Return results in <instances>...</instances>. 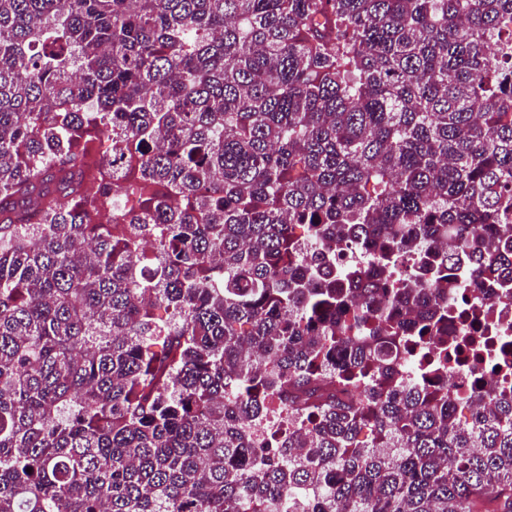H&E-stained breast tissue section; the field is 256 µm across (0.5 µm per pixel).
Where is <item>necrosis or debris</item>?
<instances>
[{
    "label": "necrosis or debris",
    "mask_w": 512,
    "mask_h": 512,
    "mask_svg": "<svg viewBox=\"0 0 512 512\" xmlns=\"http://www.w3.org/2000/svg\"><path fill=\"white\" fill-rule=\"evenodd\" d=\"M452 277L456 287L448 295V337L461 351L448 364L451 391L466 395L484 388H512V282L497 273L478 274L471 259H462ZM487 340L481 366L470 355L471 338Z\"/></svg>",
    "instance_id": "necrosis-or-debris-1"
}]
</instances>
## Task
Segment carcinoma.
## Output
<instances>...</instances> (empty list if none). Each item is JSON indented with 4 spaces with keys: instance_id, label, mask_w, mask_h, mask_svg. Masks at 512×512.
Masks as SVG:
<instances>
[{
    "instance_id": "carcinoma-1",
    "label": "carcinoma",
    "mask_w": 512,
    "mask_h": 512,
    "mask_svg": "<svg viewBox=\"0 0 512 512\" xmlns=\"http://www.w3.org/2000/svg\"><path fill=\"white\" fill-rule=\"evenodd\" d=\"M462 254L512 279V0H0V512H512V394L394 354L444 380ZM268 407L266 415L259 422L251 425L257 447L263 446L270 436L288 428L287 416L284 412H280L278 403L275 400H270Z\"/></svg>"
}]
</instances>
